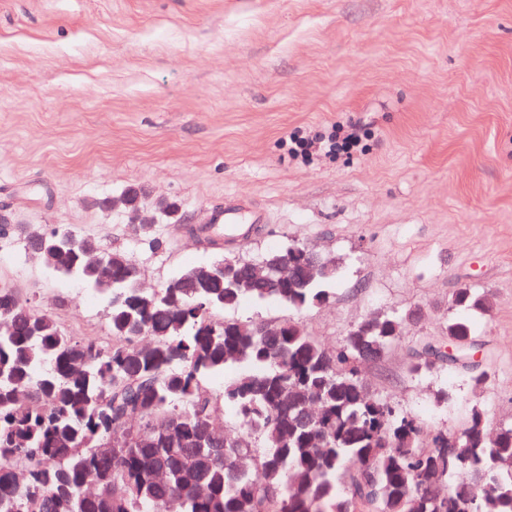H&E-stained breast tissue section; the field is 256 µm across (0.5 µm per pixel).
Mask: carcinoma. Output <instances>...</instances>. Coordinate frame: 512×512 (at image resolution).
I'll return each mask as SVG.
<instances>
[{"mask_svg":"<svg viewBox=\"0 0 512 512\" xmlns=\"http://www.w3.org/2000/svg\"><path fill=\"white\" fill-rule=\"evenodd\" d=\"M68 233L38 232L37 255L104 297L112 344L71 336L0 288V512H512V423L489 433L475 404L453 443L437 432L422 446L418 418L365 389L363 356L384 357L418 310L366 318L335 349L296 320L266 336L264 322L224 312L330 303L337 268L303 274L307 246L254 262L288 263L284 279L235 285L188 265L147 291L126 252ZM451 305L448 344L464 360L476 344L465 314L490 303L464 287ZM443 362L428 342L409 371ZM230 364L244 373L203 393ZM224 409L241 436L214 426ZM460 471L468 479L451 481Z\"/></svg>","mask_w":512,"mask_h":512,"instance_id":"cac0c4a2","label":"carcinoma"}]
</instances>
